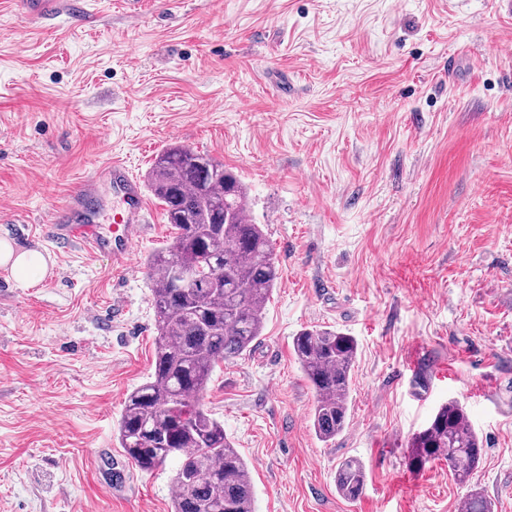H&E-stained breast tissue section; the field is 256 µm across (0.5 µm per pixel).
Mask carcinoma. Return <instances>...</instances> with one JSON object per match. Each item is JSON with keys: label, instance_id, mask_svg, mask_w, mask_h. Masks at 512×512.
<instances>
[{"label": "carcinoma", "instance_id": "obj_1", "mask_svg": "<svg viewBox=\"0 0 512 512\" xmlns=\"http://www.w3.org/2000/svg\"><path fill=\"white\" fill-rule=\"evenodd\" d=\"M147 189L165 206L174 236L144 260L155 311L154 361L150 376L125 398L117 439L142 472L177 461L171 512H254L250 468L202 399L215 366L242 355L262 336L279 267L260 225L249 218L247 187L223 163L169 144L156 155ZM178 269L192 276L185 288L175 286ZM216 269L223 270V280L214 278ZM292 349L317 394L315 433L333 440L349 413L357 342L343 332L304 328ZM482 451L465 408L452 399L412 435L408 464L420 471L445 461L451 475L465 482ZM365 485L364 465L344 460L336 472L340 496L355 500ZM464 512H493V506L474 493Z\"/></svg>", "mask_w": 512, "mask_h": 512}]
</instances>
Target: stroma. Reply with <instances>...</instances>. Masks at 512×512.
Wrapping results in <instances>:
<instances>
[{"label": "stroma", "instance_id": "stroma-1", "mask_svg": "<svg viewBox=\"0 0 512 512\" xmlns=\"http://www.w3.org/2000/svg\"><path fill=\"white\" fill-rule=\"evenodd\" d=\"M0 0V237L48 254L0 270V512H171L115 437L151 371L145 258L172 230L155 198L126 265L46 218L112 158L145 178L179 143L247 185L280 279L251 351L204 406L247 461L255 512H512V12L507 0H82L32 21ZM358 344L349 417L315 434L292 351L305 328ZM426 371L417 393L413 376ZM484 443L467 482L407 463L450 399ZM363 461V495L336 470ZM50 257L40 250L16 251L12 243L0 238V268L20 288H32L47 275ZM366 485L364 465L357 459H345L336 472V490L347 500L359 498Z\"/></svg>", "mask_w": 512, "mask_h": 512}]
</instances>
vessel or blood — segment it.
<instances>
[{
  "mask_svg": "<svg viewBox=\"0 0 512 512\" xmlns=\"http://www.w3.org/2000/svg\"><path fill=\"white\" fill-rule=\"evenodd\" d=\"M103 182L111 189V200L100 197ZM47 221L59 247L76 243L90 253L121 262L129 257L135 238L148 224L149 210L139 182L115 160L85 180L77 194L56 205Z\"/></svg>",
  "mask_w": 512,
  "mask_h": 512,
  "instance_id": "vessel-or-blood-1",
  "label": "vessel or blood"
}]
</instances>
